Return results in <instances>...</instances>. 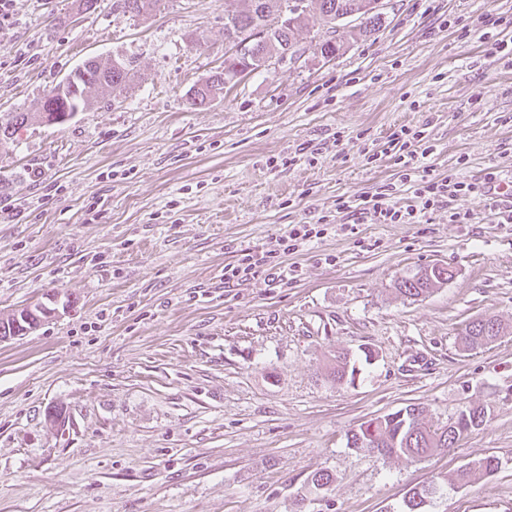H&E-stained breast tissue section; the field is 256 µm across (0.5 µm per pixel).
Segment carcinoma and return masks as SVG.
Segmentation results:
<instances>
[{"label":"carcinoma","instance_id":"obj_1","mask_svg":"<svg viewBox=\"0 0 512 512\" xmlns=\"http://www.w3.org/2000/svg\"><path fill=\"white\" fill-rule=\"evenodd\" d=\"M159 0H116L115 10L126 15L144 16L153 11ZM240 9H224V36L231 40L238 36L243 24L252 27H268L274 24L279 0H243ZM319 10L325 22L339 24L345 15L357 13L364 17L359 32L371 33L384 23L382 12L369 9L371 0H318ZM131 62L113 59L102 62L96 58L85 60L68 75V89L61 92V85L53 87L44 97L39 112L0 113V147L15 141L16 134L24 127L38 124L61 125L70 121L76 112L90 108L101 95H110L116 88L126 87L130 81ZM453 279V271L446 276L436 273L421 276L405 275L397 280V291L406 298L417 299ZM487 324L468 323L460 333V342L466 349H477L497 340L504 334L502 322L493 315L486 316ZM356 366L347 354L336 356V366L330 379L339 385L352 384L356 380ZM485 417L484 408L468 405L461 409L454 426L432 428L420 419V410L408 405L404 410L371 418L351 431L347 445L353 449L377 453L387 457L423 458L438 450L453 447L464 434L480 426ZM500 459L487 455L458 470L451 479L432 481L403 499L399 512H425V506L434 500L448 483L468 485L476 483L499 468Z\"/></svg>","mask_w":512,"mask_h":512}]
</instances>
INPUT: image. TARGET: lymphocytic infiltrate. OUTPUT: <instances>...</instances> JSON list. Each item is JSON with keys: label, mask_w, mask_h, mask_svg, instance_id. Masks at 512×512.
Returning <instances> with one entry per match:
<instances>
[{"label": "lymphocytic infiltrate", "mask_w": 512, "mask_h": 512, "mask_svg": "<svg viewBox=\"0 0 512 512\" xmlns=\"http://www.w3.org/2000/svg\"><path fill=\"white\" fill-rule=\"evenodd\" d=\"M390 143L398 154L404 168L403 181L408 184L415 199L409 206L398 205L396 186L386 185L372 195L358 200L350 196L336 201L338 212L349 215L354 224H422L429 213L438 208H447L448 221L452 224L470 223L469 212L459 211L453 203L457 198L469 196L484 200L489 215L500 224L512 223V210L500 206L501 191L497 174H488L485 181L473 182L457 176L440 178L433 175L426 164L433 148L427 145L423 131L400 128L393 132ZM324 230L315 224L289 225L281 235L278 249L257 244L245 249L236 264L225 266L224 284L231 287L240 281L258 275L271 284L281 285L293 278L295 269L284 264L282 253H295L323 235Z\"/></svg>", "instance_id": "1"}]
</instances>
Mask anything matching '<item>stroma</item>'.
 I'll return each instance as SVG.
<instances>
[{
    "instance_id": "stroma-1",
    "label": "stroma",
    "mask_w": 512,
    "mask_h": 512,
    "mask_svg": "<svg viewBox=\"0 0 512 512\" xmlns=\"http://www.w3.org/2000/svg\"><path fill=\"white\" fill-rule=\"evenodd\" d=\"M13 0L0 30V113L38 111L83 60L131 61L132 80L60 126L0 148V317L67 309L0 342V512H398L412 489L495 455L426 512H512V224L458 198L424 224L342 231L339 196L399 183L388 146L424 131L434 174L512 176V62L488 18L512 0H383L386 22L344 47L316 7L296 59L228 86L205 108L190 89L223 66L224 0ZM334 228L286 255L297 277L225 287L241 250L292 224ZM454 278L407 299L397 278ZM509 331L463 350L468 321ZM371 350L362 361L363 350ZM362 362L332 384L336 357ZM66 421L51 426L47 407ZM418 406L441 427L466 405L482 425L423 459L348 447L368 419ZM331 490H308L318 469ZM500 459L494 455H487L473 461L465 468L459 469L450 479L451 483L468 485L476 483L492 474L499 468Z\"/></svg>"
}]
</instances>
